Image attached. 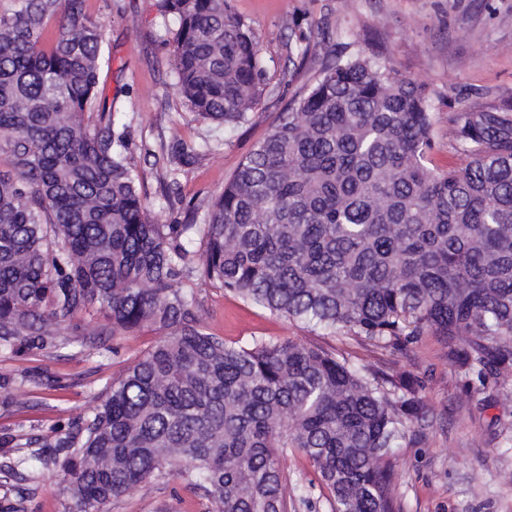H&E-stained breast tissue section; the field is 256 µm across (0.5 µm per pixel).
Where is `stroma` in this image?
<instances>
[{"label":"stroma","mask_w":512,"mask_h":512,"mask_svg":"<svg viewBox=\"0 0 512 512\" xmlns=\"http://www.w3.org/2000/svg\"><path fill=\"white\" fill-rule=\"evenodd\" d=\"M234 12L258 37L268 88L247 122L221 126L185 105L172 84L165 39L173 18L158 0H85L89 17L105 26L111 65L100 86L112 104L116 132L132 163L151 217L162 224L207 222V207L240 162L271 131L288 104L315 81L308 66L286 80L289 43L315 32L317 52L360 53L432 88L438 166L460 163L448 116L461 106L497 101L512 87V0H231ZM201 315L228 343L252 337L314 340L360 363H371L414 383L424 417L410 422L394 450L393 494L398 512H512V388L479 383L448 357L438 337L423 336L400 350L376 348L340 331L329 335L291 323L197 279ZM161 336L144 330L114 337L109 350L71 345L54 354H0V380L42 373L23 405L0 402V462L20 436L51 442L56 429L82 413L87 395L142 355ZM289 484L310 489L308 502L288 512H332L326 490L315 486L308 460L282 461ZM207 504L179 480L134 489L107 512H205Z\"/></svg>","instance_id":"obj_1"}]
</instances>
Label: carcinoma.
<instances>
[{
	"instance_id": "1",
	"label": "carcinoma",
	"mask_w": 512,
	"mask_h": 512,
	"mask_svg": "<svg viewBox=\"0 0 512 512\" xmlns=\"http://www.w3.org/2000/svg\"><path fill=\"white\" fill-rule=\"evenodd\" d=\"M85 0L0 13V353L162 330L54 443L0 479L26 512L39 463L68 512L179 480L208 512H288L280 459L312 464L333 512H397L393 448L421 408L313 342L209 333L185 287L196 225L151 219L130 147L99 87L103 27ZM190 111L239 125L261 99L256 35L230 0H162ZM55 25L50 34L49 25ZM314 35L291 53L305 62ZM463 164L431 162L428 88L370 56L322 65L210 205L200 279L293 322L377 346L441 337L480 381L512 379V91L448 116ZM32 374L6 389L28 395Z\"/></svg>"
}]
</instances>
